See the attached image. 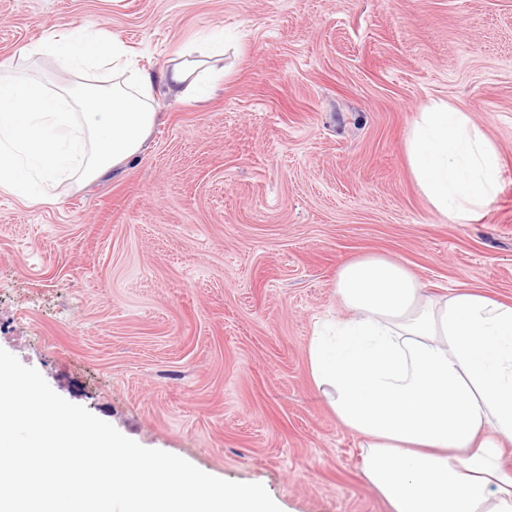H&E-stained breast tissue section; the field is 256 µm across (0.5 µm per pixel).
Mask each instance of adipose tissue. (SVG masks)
Masks as SVG:
<instances>
[{
	"label": "adipose tissue",
	"mask_w": 512,
	"mask_h": 512,
	"mask_svg": "<svg viewBox=\"0 0 512 512\" xmlns=\"http://www.w3.org/2000/svg\"><path fill=\"white\" fill-rule=\"evenodd\" d=\"M222 32L182 45L160 73L137 67L99 30L62 31L0 64V192L42 201L63 181H85L135 160L156 121V88L205 101L223 55ZM51 58L111 84L71 95L31 75ZM429 203L472 220L496 192L498 155L465 113L439 100L405 141ZM344 309L332 335L308 349L317 389L362 440L364 477L392 512H512V474L495 463L512 441V304L474 290L431 298L399 261L370 255L336 273Z\"/></svg>",
	"instance_id": "1"
}]
</instances>
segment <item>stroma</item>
I'll list each match as a JSON object with an SVG mask.
<instances>
[{
  "mask_svg": "<svg viewBox=\"0 0 512 512\" xmlns=\"http://www.w3.org/2000/svg\"><path fill=\"white\" fill-rule=\"evenodd\" d=\"M79 26L159 71L224 30L202 104L166 93L136 160L0 193V348L143 447L264 485L281 512H390L308 368L346 259L512 303V0H0V63ZM435 99L497 148L473 220L404 142Z\"/></svg>",
  "mask_w": 512,
  "mask_h": 512,
  "instance_id": "stroma-1",
  "label": "stroma"
}]
</instances>
